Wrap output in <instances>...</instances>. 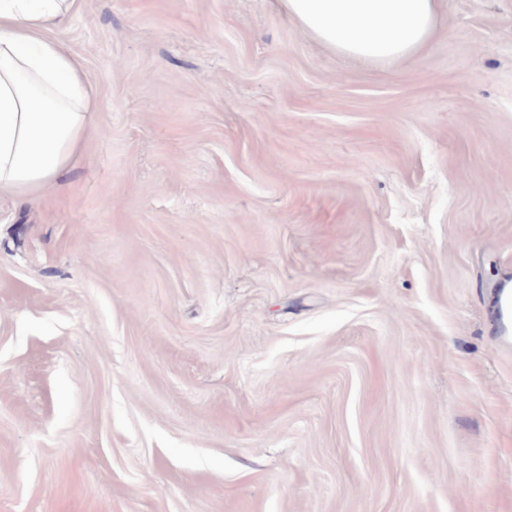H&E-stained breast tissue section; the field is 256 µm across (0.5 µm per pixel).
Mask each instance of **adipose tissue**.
Segmentation results:
<instances>
[{"label":"adipose tissue","mask_w":512,"mask_h":512,"mask_svg":"<svg viewBox=\"0 0 512 512\" xmlns=\"http://www.w3.org/2000/svg\"><path fill=\"white\" fill-rule=\"evenodd\" d=\"M321 44L359 62L430 40L436 0H280ZM75 0H0V196L34 200L82 152L96 110L82 62L56 37Z\"/></svg>","instance_id":"1"}]
</instances>
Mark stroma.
Segmentation results:
<instances>
[{"mask_svg":"<svg viewBox=\"0 0 512 512\" xmlns=\"http://www.w3.org/2000/svg\"><path fill=\"white\" fill-rule=\"evenodd\" d=\"M87 148L0 200V512H512V0L367 64L276 0H80Z\"/></svg>","mask_w":512,"mask_h":512,"instance_id":"1","label":"stroma"}]
</instances>
